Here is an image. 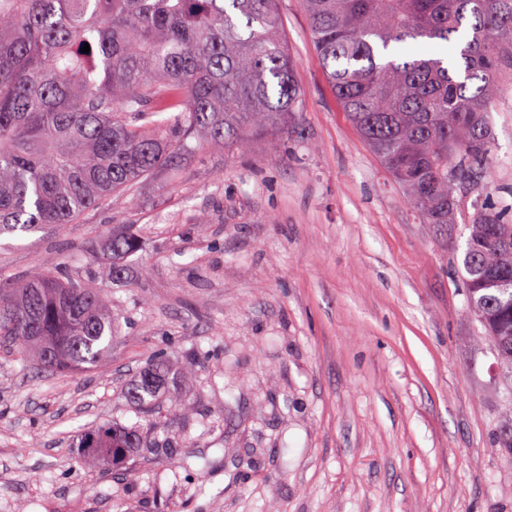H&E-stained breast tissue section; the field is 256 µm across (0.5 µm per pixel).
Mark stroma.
<instances>
[{
  "label": "stroma",
  "instance_id": "obj_1",
  "mask_svg": "<svg viewBox=\"0 0 512 512\" xmlns=\"http://www.w3.org/2000/svg\"><path fill=\"white\" fill-rule=\"evenodd\" d=\"M279 14L295 133L196 140L134 196L0 235V275L83 281L118 326L79 373L0 352V512H512L496 440L512 383L458 271L477 209L512 220V91L491 114L492 179L457 225L423 224L342 111L302 0ZM115 224L140 239L118 281ZM157 358L168 386L133 409L125 387ZM112 420L144 439L131 467L78 463L79 433Z\"/></svg>",
  "mask_w": 512,
  "mask_h": 512
}]
</instances>
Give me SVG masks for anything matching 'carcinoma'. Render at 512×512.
<instances>
[{"instance_id":"obj_1","label":"carcinoma","mask_w":512,"mask_h":512,"mask_svg":"<svg viewBox=\"0 0 512 512\" xmlns=\"http://www.w3.org/2000/svg\"><path fill=\"white\" fill-rule=\"evenodd\" d=\"M279 0H0V235L71 224L192 151L274 134L304 111ZM317 55L361 138L423 224H457L459 194L488 177L490 115L512 60V0H303ZM89 44L90 52L81 48ZM467 308L512 377V224L482 207L466 225ZM112 257L138 248L112 229ZM0 338L56 373L107 356L102 293L44 271L0 278ZM158 358L125 397L147 410ZM499 447L512 452V397ZM143 447L118 422L78 455L126 466Z\"/></svg>"}]
</instances>
